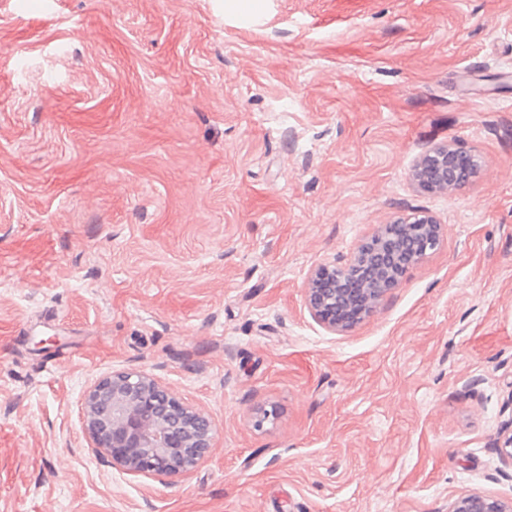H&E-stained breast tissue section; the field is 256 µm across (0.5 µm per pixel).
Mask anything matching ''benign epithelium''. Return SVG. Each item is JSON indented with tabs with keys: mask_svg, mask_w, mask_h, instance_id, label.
<instances>
[{
	"mask_svg": "<svg viewBox=\"0 0 512 512\" xmlns=\"http://www.w3.org/2000/svg\"><path fill=\"white\" fill-rule=\"evenodd\" d=\"M460 149L439 147L415 164L413 177L428 191H450L464 178L457 167ZM395 224L408 232L419 227L423 251L408 264L420 261L441 242V224L431 216L417 215ZM389 225H383L371 240L361 244L344 265L324 264L310 275L306 299L314 317L329 331L352 328L347 317L353 309L372 312L400 275L394 264L383 260L391 250L383 242ZM374 253L376 265L372 281L354 292L336 293V281L347 276L354 264ZM81 424L87 447L112 458V465L134 476L185 475L194 471L211 453L218 433L206 413L185 403L155 375L139 371H117L96 380L81 402ZM450 512H512V503L484 496H469L454 503Z\"/></svg>",
	"mask_w": 512,
	"mask_h": 512,
	"instance_id": "benign-epithelium-1",
	"label": "benign epithelium"
}]
</instances>
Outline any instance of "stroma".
Wrapping results in <instances>:
<instances>
[{"instance_id":"35a3bbf8","label":"stroma","mask_w":512,"mask_h":512,"mask_svg":"<svg viewBox=\"0 0 512 512\" xmlns=\"http://www.w3.org/2000/svg\"><path fill=\"white\" fill-rule=\"evenodd\" d=\"M467 151L459 190L413 180ZM439 247L352 329L305 285ZM144 370L219 427L163 480L87 448ZM512 0H0V512L512 502ZM467 153L460 149L442 146L422 156L415 164L413 177L418 185L428 191H450L464 178V172L457 167L456 160ZM429 162H433L429 165ZM393 224L402 226L406 234L419 225L422 235L423 251L414 255L405 265L404 273L409 265L420 261L428 251L435 250L441 242V224L432 216L417 215L404 220H397ZM393 224L383 225L377 234L372 236L371 240L361 244L353 257L344 265L336 266L334 264H324L316 268L310 275L307 288L306 299L308 306L314 317L323 324L329 331H344L355 326L358 318L372 312L380 304L383 297L398 281L402 273L396 274L394 269V257L392 263L390 260L384 261L383 257L391 250L390 241L380 247L387 230ZM373 262L376 265L373 281L366 282L358 288L361 283L370 275L371 263L359 264L356 274L338 283L339 288H357L355 292H349L340 289V299L336 300V279L340 280L346 277L354 264L363 258L367 253L374 252ZM376 257V258H375ZM380 257V258H379ZM375 258V259H374ZM345 292V293H344ZM336 307L339 309V316L336 318ZM352 309H358L359 314L355 320L347 317Z\"/></svg>"}]
</instances>
